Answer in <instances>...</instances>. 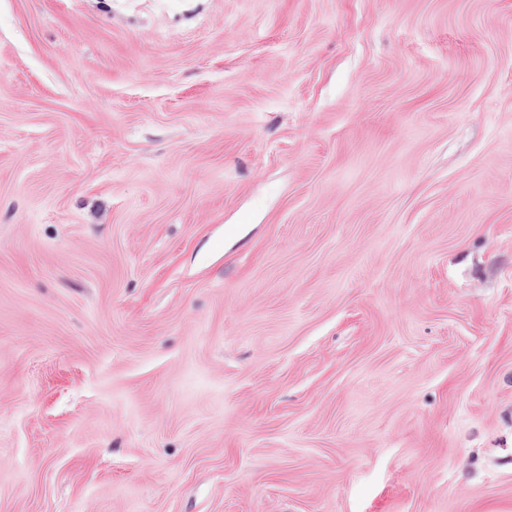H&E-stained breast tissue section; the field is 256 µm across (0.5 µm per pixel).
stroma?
<instances>
[{
  "mask_svg": "<svg viewBox=\"0 0 512 512\" xmlns=\"http://www.w3.org/2000/svg\"><path fill=\"white\" fill-rule=\"evenodd\" d=\"M0 512H512V0H0Z\"/></svg>",
  "mask_w": 512,
  "mask_h": 512,
  "instance_id": "stroma-1",
  "label": "stroma"
}]
</instances>
